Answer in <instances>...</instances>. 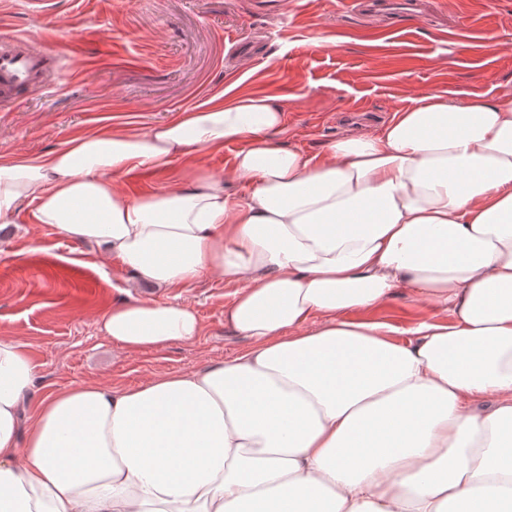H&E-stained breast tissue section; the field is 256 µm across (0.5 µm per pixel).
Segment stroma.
I'll return each instance as SVG.
<instances>
[{"label":"stroma","mask_w":512,"mask_h":512,"mask_svg":"<svg viewBox=\"0 0 512 512\" xmlns=\"http://www.w3.org/2000/svg\"><path fill=\"white\" fill-rule=\"evenodd\" d=\"M420 3L419 16L405 0L376 16L344 0H0V42L60 52L43 83L0 100V158L46 154L106 127L145 133L227 91L277 96L286 109L277 141L310 153L375 130L431 91L512 93V0ZM237 149L202 148L114 186L140 196L180 188L196 170L223 176ZM236 290L217 275L138 287L110 257L49 226L0 227V339L24 344L37 366L24 416L51 391L136 386L247 348L224 324ZM132 298L194 306L200 336L146 352L115 346L95 322ZM436 312L401 288L357 316L406 328Z\"/></svg>","instance_id":"obj_1"}]
</instances>
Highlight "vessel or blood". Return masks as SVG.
Wrapping results in <instances>:
<instances>
[{
    "label": "vessel or blood",
    "mask_w": 512,
    "mask_h": 512,
    "mask_svg": "<svg viewBox=\"0 0 512 512\" xmlns=\"http://www.w3.org/2000/svg\"><path fill=\"white\" fill-rule=\"evenodd\" d=\"M57 54V49L47 45L21 50L0 45V98L12 97L19 89L39 84Z\"/></svg>",
    "instance_id": "1"
}]
</instances>
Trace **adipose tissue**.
Instances as JSON below:
<instances>
[{
  "instance_id": "obj_1",
  "label": "adipose tissue",
  "mask_w": 512,
  "mask_h": 512,
  "mask_svg": "<svg viewBox=\"0 0 512 512\" xmlns=\"http://www.w3.org/2000/svg\"><path fill=\"white\" fill-rule=\"evenodd\" d=\"M285 120L237 95L0 161L1 223L24 213L158 290L220 275L250 341L191 374L47 393L25 422L36 366L0 340V512H512V93H429L319 155L275 141ZM230 142L229 177L113 187ZM399 288L441 316L349 318ZM98 330L142 351L201 325L136 299Z\"/></svg>"
}]
</instances>
